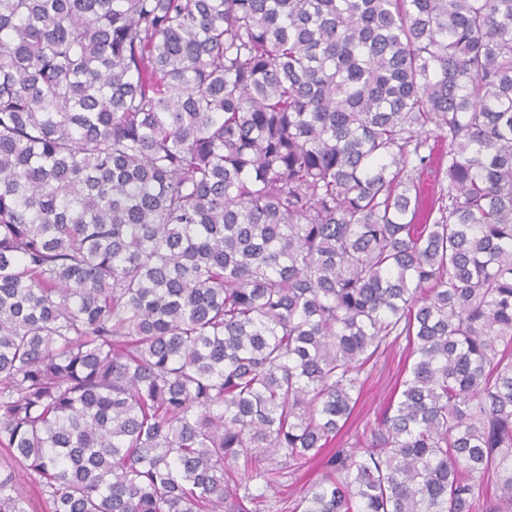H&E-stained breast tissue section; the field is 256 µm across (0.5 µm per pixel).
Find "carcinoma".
Returning a JSON list of instances; mask_svg holds the SVG:
<instances>
[{
    "instance_id": "cac0c4a2",
    "label": "carcinoma",
    "mask_w": 512,
    "mask_h": 512,
    "mask_svg": "<svg viewBox=\"0 0 512 512\" xmlns=\"http://www.w3.org/2000/svg\"><path fill=\"white\" fill-rule=\"evenodd\" d=\"M0 449L47 512H261L271 455L512 512V0H0ZM406 348V341L403 339L381 357L376 367L371 370L350 428L343 437L345 447L354 444L358 437L365 440L370 438L369 428L374 426L380 409L390 395L399 366L403 364L407 355Z\"/></svg>"
}]
</instances>
